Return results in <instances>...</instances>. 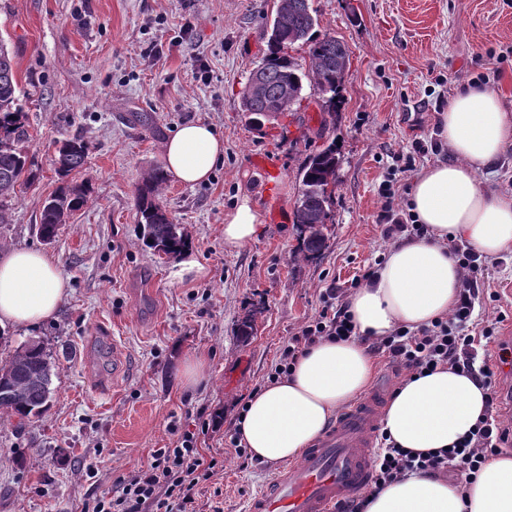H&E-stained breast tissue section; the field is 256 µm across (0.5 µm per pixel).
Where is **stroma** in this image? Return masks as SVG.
Instances as JSON below:
<instances>
[{"instance_id": "obj_1", "label": "stroma", "mask_w": 512, "mask_h": 512, "mask_svg": "<svg viewBox=\"0 0 512 512\" xmlns=\"http://www.w3.org/2000/svg\"><path fill=\"white\" fill-rule=\"evenodd\" d=\"M276 0H0V42L14 57L28 113L24 148L38 178L18 189L0 224V249L49 254L69 282L55 318L0 337V364L28 340L53 355L51 406L19 422L0 413V512H84L114 480L147 469L174 431L218 429L204 445L223 450L224 468L197 493L198 512H245L272 465L243 464L229 442L235 402L265 386L288 339L318 316L326 290L344 295L353 278L390 248L378 194L395 156L416 172L450 160L438 116L465 84L484 76L512 113V0H312L318 30L350 51L335 112L304 90L298 111L262 128L249 124L242 89L267 51L265 22ZM191 32H183L185 22ZM505 56L501 68L489 53ZM189 122L213 126L224 159L207 182L167 180L164 206L188 231L209 270L173 288L172 260L138 236L135 192L162 146ZM75 135L91 150L70 182L90 181L92 201L60 225L53 242L36 226L60 180L56 143ZM338 141L342 158L332 227L321 253L303 258L294 223L297 173L306 156ZM281 173L268 189L252 156ZM279 224L253 242L224 246V215L242 196ZM499 300L481 298L480 325L512 328V247L489 268ZM257 311L253 336L240 324ZM505 321H498V314ZM200 355L208 374L182 382V362Z\"/></svg>"}]
</instances>
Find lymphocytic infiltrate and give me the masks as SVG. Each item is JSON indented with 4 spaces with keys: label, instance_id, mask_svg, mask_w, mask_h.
I'll use <instances>...</instances> for the list:
<instances>
[{
    "label": "lymphocytic infiltrate",
    "instance_id": "1",
    "mask_svg": "<svg viewBox=\"0 0 512 512\" xmlns=\"http://www.w3.org/2000/svg\"><path fill=\"white\" fill-rule=\"evenodd\" d=\"M380 196L383 204L378 222L384 239L426 233V225L397 204L392 181H384ZM448 250L463 271L458 300L450 313L422 328L400 327L390 335L367 338L366 343L372 353L386 356L405 380L444 369L472 374L485 389L488 404L494 406L501 398V386L489 362L487 347L496 336L494 330L478 328L473 320L475 303L484 294L489 279L488 266L469 245L452 240ZM355 334L346 305L325 302L318 317L289 339L270 374L271 380L289 375L298 357L317 342L346 341ZM197 441L195 433L186 431L172 447L152 449L147 469L117 478L112 491L97 500L93 512H197L196 488L209 481L221 466L217 457L201 452ZM376 441L370 483L374 490L417 470L437 474L452 470L464 480H471L490 454L512 444V428L501 426L490 414L451 448L424 455L396 446L382 430Z\"/></svg>",
    "mask_w": 512,
    "mask_h": 512
}]
</instances>
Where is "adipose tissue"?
<instances>
[{"mask_svg": "<svg viewBox=\"0 0 512 512\" xmlns=\"http://www.w3.org/2000/svg\"><path fill=\"white\" fill-rule=\"evenodd\" d=\"M440 135L453 156L423 169L410 205L429 232L393 245L371 283L356 289L348 311L358 335L317 343L299 356L291 375L253 394L243 414L241 442L270 464L297 460L328 426L338 407L363 394L373 361L361 339L396 327L414 330L447 315L462 271L449 239L493 257L512 247V195L484 190L477 174L512 146V114L492 89L459 90L439 115ZM224 142L203 122L180 127L164 144L167 175L193 185L208 179ZM263 217L249 197L224 216V245L238 249L262 231ZM69 293L48 254L29 248L0 251V329L31 330L53 319ZM487 412L486 394L471 376L453 370L414 375L383 411L393 442L416 453L452 447ZM365 512H512V454L490 457L467 484L416 473L370 496Z\"/></svg>", "mask_w": 512, "mask_h": 512, "instance_id": "ef3b65f1", "label": "adipose tissue"}]
</instances>
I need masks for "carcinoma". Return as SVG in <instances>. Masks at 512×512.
I'll use <instances>...</instances> for the list:
<instances>
[{
	"label": "carcinoma",
	"mask_w": 512,
	"mask_h": 512,
	"mask_svg": "<svg viewBox=\"0 0 512 512\" xmlns=\"http://www.w3.org/2000/svg\"><path fill=\"white\" fill-rule=\"evenodd\" d=\"M316 23L311 0H278L267 53L257 65L262 84L243 108L251 125L261 127L275 114L294 111V106L301 105L306 83L330 106H336V95L348 75L350 53L336 37L318 33ZM296 45L305 48L307 59L302 63L291 54ZM21 96L13 57L0 47V224L7 223L8 201L16 195L17 187L32 184L37 178L33 161L21 147L27 133ZM89 153L90 145L83 137L66 138L55 150L53 164L58 174L66 177L85 166ZM339 166L336 143L332 142L307 156L298 171L295 219L309 256L326 245ZM165 184L163 170L155 168L138 187L137 224L147 247L174 257L188 244V237L164 210ZM89 200L85 182L60 186L44 202L37 224L39 236L53 240L64 222L63 215L83 208ZM54 371L41 342L23 344L8 363L0 365V411L22 420L42 415L52 398Z\"/></svg>",
	"instance_id": "1"
}]
</instances>
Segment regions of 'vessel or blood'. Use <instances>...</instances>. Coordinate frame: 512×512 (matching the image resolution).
<instances>
[{
	"mask_svg": "<svg viewBox=\"0 0 512 512\" xmlns=\"http://www.w3.org/2000/svg\"><path fill=\"white\" fill-rule=\"evenodd\" d=\"M383 390L337 415L301 458L251 500L247 512H335L369 485Z\"/></svg>",
	"mask_w": 512,
	"mask_h": 512,
	"instance_id": "b4317fda",
	"label": "vessel or blood"
}]
</instances>
